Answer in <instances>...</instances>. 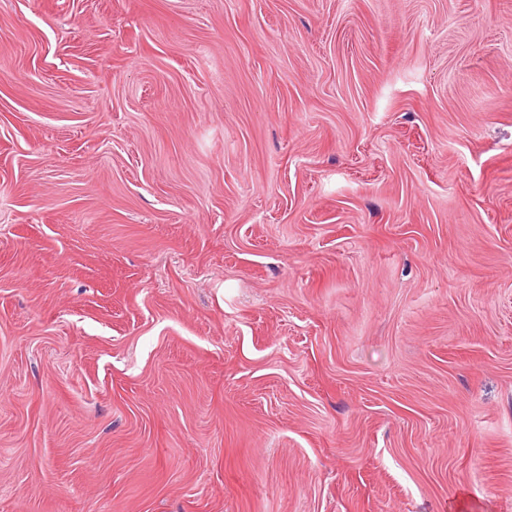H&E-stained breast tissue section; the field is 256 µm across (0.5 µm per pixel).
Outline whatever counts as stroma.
I'll use <instances>...</instances> for the list:
<instances>
[{
    "label": "stroma",
    "mask_w": 512,
    "mask_h": 512,
    "mask_svg": "<svg viewBox=\"0 0 512 512\" xmlns=\"http://www.w3.org/2000/svg\"><path fill=\"white\" fill-rule=\"evenodd\" d=\"M0 512H512V0H0Z\"/></svg>",
    "instance_id": "1"
}]
</instances>
